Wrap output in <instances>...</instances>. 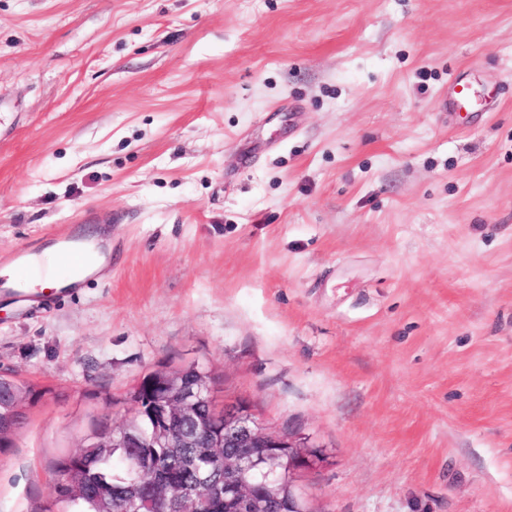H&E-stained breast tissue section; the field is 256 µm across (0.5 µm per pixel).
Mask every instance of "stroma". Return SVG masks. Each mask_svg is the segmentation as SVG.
Instances as JSON below:
<instances>
[{"label": "stroma", "mask_w": 512, "mask_h": 512, "mask_svg": "<svg viewBox=\"0 0 512 512\" xmlns=\"http://www.w3.org/2000/svg\"><path fill=\"white\" fill-rule=\"evenodd\" d=\"M97 227L111 275L0 289V512L194 364L312 512H512V0H0V269ZM0 386H1V394H4V391L9 387H16L12 388L10 391V398L13 404H21L24 403L19 395V391L17 388H22L25 393L28 396V404L34 403L39 397H41L42 393L40 391L35 390L31 385H27L25 383H22L18 380H16L13 377L9 376H0ZM0 394V396H1ZM24 414L26 415L27 407L22 405L21 409Z\"/></svg>", "instance_id": "obj_1"}]
</instances>
